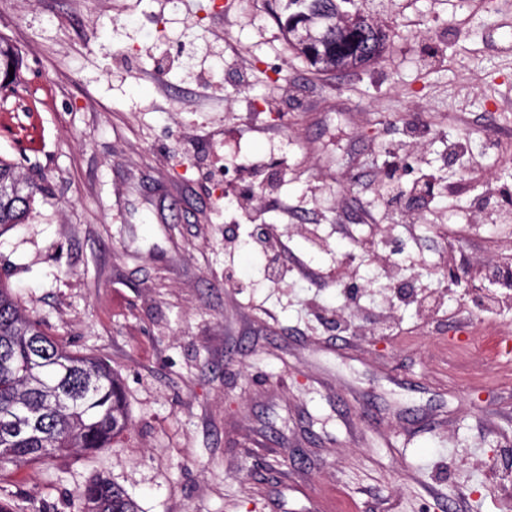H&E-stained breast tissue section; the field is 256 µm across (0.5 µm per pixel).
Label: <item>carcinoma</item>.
<instances>
[{
    "label": "carcinoma",
    "mask_w": 512,
    "mask_h": 512,
    "mask_svg": "<svg viewBox=\"0 0 512 512\" xmlns=\"http://www.w3.org/2000/svg\"><path fill=\"white\" fill-rule=\"evenodd\" d=\"M355 0H279L277 14L299 57L308 59L306 44L294 37L302 27L328 39L322 70H347L376 61L385 41L366 40L360 52H342L353 28L378 24ZM14 75H9V68ZM22 56L0 38V98L16 94ZM45 188L21 172L18 164L0 156V232L21 223L35 196ZM128 427V413L120 379L101 359L75 354L60 345L39 321L20 310L0 283V470L29 463H45L75 448H108ZM80 512H140L123 489L95 478L81 490Z\"/></svg>",
    "instance_id": "obj_1"
}]
</instances>
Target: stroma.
Returning a JSON list of instances; mask_svg holds the SVG:
<instances>
[{"label":"stroma","mask_w":512,"mask_h":512,"mask_svg":"<svg viewBox=\"0 0 512 512\" xmlns=\"http://www.w3.org/2000/svg\"><path fill=\"white\" fill-rule=\"evenodd\" d=\"M362 7L383 56L318 73L273 0H0V154L47 187L0 278L130 415L0 471L13 512H76L96 475L140 512H512V381L448 352L512 332V288L485 313L443 277L512 258V0ZM14 67L13 79H10L9 68ZM22 56L18 48L0 38V98L8 99L14 96L20 85Z\"/></svg>","instance_id":"1"}]
</instances>
